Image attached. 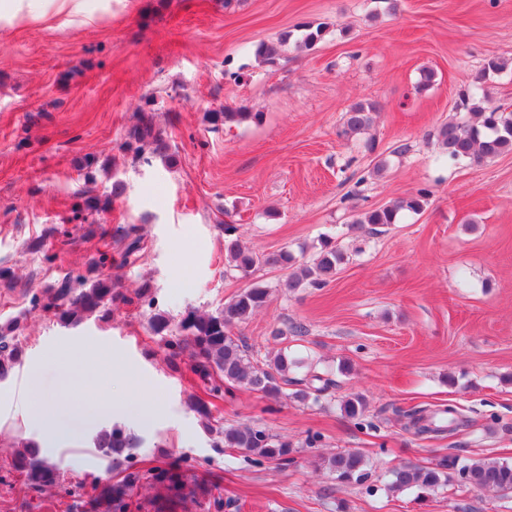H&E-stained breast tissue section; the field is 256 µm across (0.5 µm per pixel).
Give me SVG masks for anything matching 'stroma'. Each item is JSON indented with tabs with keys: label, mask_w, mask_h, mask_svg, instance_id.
Wrapping results in <instances>:
<instances>
[{
	"label": "stroma",
	"mask_w": 512,
	"mask_h": 512,
	"mask_svg": "<svg viewBox=\"0 0 512 512\" xmlns=\"http://www.w3.org/2000/svg\"><path fill=\"white\" fill-rule=\"evenodd\" d=\"M324 28L298 50L305 28ZM284 42L276 63L260 45ZM504 61L485 72L489 59ZM435 80L420 88L424 71ZM512 110V0H114L89 31L31 24L0 31V324L19 321L20 368L41 393L71 373L87 406L102 393L130 399L112 423L134 440L109 462L95 430L60 435L29 426L15 378L0 381V512H96L93 487L176 462L197 485L182 512H512V494L447 485L392 492L388 472L454 459L512 460V153L479 165L445 161L439 127L465 117L462 97ZM379 106L366 130L342 132L351 106ZM148 110L171 145L169 160H133L124 144ZM231 112L212 125L207 115ZM93 158L98 194L125 193L94 216L105 236L72 221L83 165ZM425 192L419 213L362 235L357 214ZM259 253L287 250L296 263L324 240L345 259L327 286L283 289L288 268L229 275L225 215ZM137 226L145 249L112 268L126 293L149 284L151 304L113 308L64 327L30 300L100 253H119ZM44 253L29 251L31 241ZM53 254L46 262L44 254ZM269 288L267 307L241 326L255 358L278 351L315 364L332 385L320 402L245 389L212 393L182 359L166 364L152 313L179 321L215 312L244 288ZM303 325L305 335L288 330ZM127 369L83 370V346ZM366 400L362 419L342 399ZM198 397L221 424L268 429L293 446L292 461L255 465L224 447L187 406ZM456 406L467 424L438 438L409 428L415 406ZM38 443L63 476L41 488L11 468L16 444ZM360 450L371 474L339 482L321 458Z\"/></svg>",
	"instance_id": "obj_1"
}]
</instances>
